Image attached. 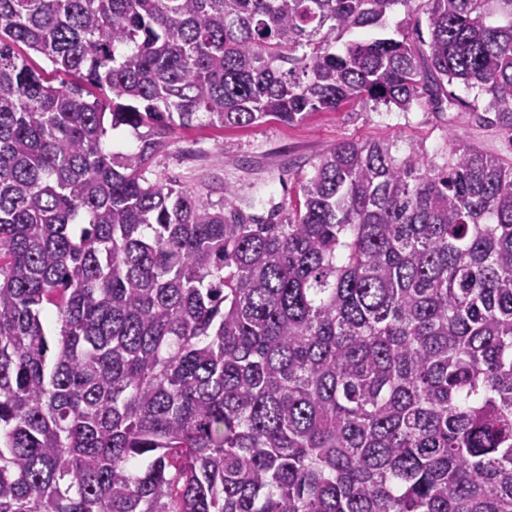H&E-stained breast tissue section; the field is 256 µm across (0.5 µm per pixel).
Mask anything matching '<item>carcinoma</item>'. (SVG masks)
I'll return each instance as SVG.
<instances>
[{
  "label": "carcinoma",
  "mask_w": 512,
  "mask_h": 512,
  "mask_svg": "<svg viewBox=\"0 0 512 512\" xmlns=\"http://www.w3.org/2000/svg\"><path fill=\"white\" fill-rule=\"evenodd\" d=\"M455 83L512 132V0H0V512H512V158L342 141L277 221L151 170ZM408 20V12L407 7L403 5H397L394 7L393 11L390 13L387 22H386V28L381 29H374L371 31H364L362 29H355L351 33L345 35L343 38V41L347 40H354V39H360L362 37L366 36H373L377 37L378 35H387L392 34L396 26L405 21Z\"/></svg>",
  "instance_id": "obj_1"
}]
</instances>
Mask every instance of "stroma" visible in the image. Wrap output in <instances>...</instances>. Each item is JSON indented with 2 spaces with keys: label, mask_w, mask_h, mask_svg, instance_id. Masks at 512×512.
<instances>
[{
  "label": "stroma",
  "mask_w": 512,
  "mask_h": 512,
  "mask_svg": "<svg viewBox=\"0 0 512 512\" xmlns=\"http://www.w3.org/2000/svg\"><path fill=\"white\" fill-rule=\"evenodd\" d=\"M461 103L437 113L420 106L403 113L379 108L372 112L347 107L338 112H316L295 124L270 120L249 127L194 128L175 131L169 147L159 153L153 170L164 179L192 187L212 202L224 196V186L243 188L256 214L294 202L302 175L311 171L326 151L341 141L385 140L398 155L418 146L428 155L445 148L449 134L478 146L486 154L512 157V140L494 126L479 123L469 105L474 91L455 86Z\"/></svg>",
  "instance_id": "obj_1"
}]
</instances>
